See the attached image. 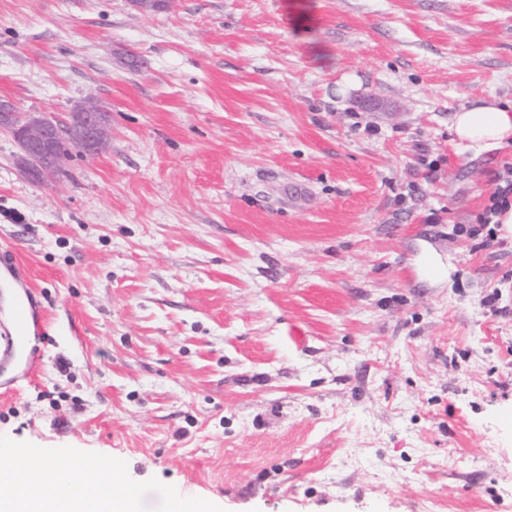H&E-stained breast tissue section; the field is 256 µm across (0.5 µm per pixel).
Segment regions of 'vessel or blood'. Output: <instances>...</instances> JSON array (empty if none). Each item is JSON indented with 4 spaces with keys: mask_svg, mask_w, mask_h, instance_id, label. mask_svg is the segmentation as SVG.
<instances>
[{
    "mask_svg": "<svg viewBox=\"0 0 512 512\" xmlns=\"http://www.w3.org/2000/svg\"><path fill=\"white\" fill-rule=\"evenodd\" d=\"M0 279L14 290L12 303L14 340L0 351V367L13 360L23 347L31 325L43 323L46 309L42 305L26 269L8 248H0Z\"/></svg>",
    "mask_w": 512,
    "mask_h": 512,
    "instance_id": "obj_1",
    "label": "vessel or blood"
}]
</instances>
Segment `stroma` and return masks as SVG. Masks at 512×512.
<instances>
[{"mask_svg":"<svg viewBox=\"0 0 512 512\" xmlns=\"http://www.w3.org/2000/svg\"><path fill=\"white\" fill-rule=\"evenodd\" d=\"M107 147L38 183L0 131V247L43 295L0 434L223 512H512V0H0V98ZM443 269L433 275L422 257ZM453 131L460 144L477 154L497 147L512 139V104L474 100L456 113ZM505 185H500L497 191L494 193L492 197V205L489 207L486 212V217H481L483 219V224H491L492 218L494 215V224H501L499 231L501 232L502 237H512V205H509L508 208L501 210V208L508 204V195L512 194V170L509 177L504 180ZM499 212V213H498ZM498 213V214H497Z\"/></svg>","mask_w":512,"mask_h":512,"instance_id":"stroma-1","label":"stroma"}]
</instances>
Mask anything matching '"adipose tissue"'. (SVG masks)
<instances>
[{"label": "adipose tissue", "mask_w": 512, "mask_h": 512, "mask_svg": "<svg viewBox=\"0 0 512 512\" xmlns=\"http://www.w3.org/2000/svg\"><path fill=\"white\" fill-rule=\"evenodd\" d=\"M453 131L466 149L481 153L512 138V104L480 98L456 113Z\"/></svg>", "instance_id": "adipose-tissue-1"}]
</instances>
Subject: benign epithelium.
I'll return each mask as SVG.
<instances>
[{
	"mask_svg": "<svg viewBox=\"0 0 512 512\" xmlns=\"http://www.w3.org/2000/svg\"><path fill=\"white\" fill-rule=\"evenodd\" d=\"M112 125V116L103 111H85L79 118H47L17 111L10 100L0 99V129L9 130L20 146L21 159L38 180L53 177L62 159L57 146L74 141L86 151L99 150L103 130Z\"/></svg>",
	"mask_w": 512,
	"mask_h": 512,
	"instance_id": "7a95c632",
	"label": "benign epithelium"
}]
</instances>
